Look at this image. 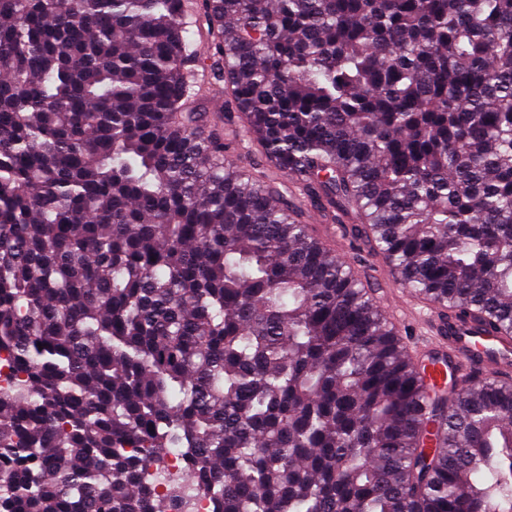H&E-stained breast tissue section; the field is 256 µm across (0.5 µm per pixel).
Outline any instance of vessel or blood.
Segmentation results:
<instances>
[{
  "mask_svg": "<svg viewBox=\"0 0 512 512\" xmlns=\"http://www.w3.org/2000/svg\"><path fill=\"white\" fill-rule=\"evenodd\" d=\"M388 305L393 324L404 325L409 318L416 323L422 340L418 362L429 366L431 377L440 380L445 373L467 369L495 376L512 374V336L495 333L470 316H441L428 305L403 316L406 303L393 296Z\"/></svg>",
  "mask_w": 512,
  "mask_h": 512,
  "instance_id": "vessel-or-blood-1",
  "label": "vessel or blood"
}]
</instances>
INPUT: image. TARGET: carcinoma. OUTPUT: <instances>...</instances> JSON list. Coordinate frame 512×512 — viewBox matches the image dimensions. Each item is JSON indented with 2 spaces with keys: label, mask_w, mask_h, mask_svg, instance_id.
<instances>
[{
  "label": "carcinoma",
  "mask_w": 512,
  "mask_h": 512,
  "mask_svg": "<svg viewBox=\"0 0 512 512\" xmlns=\"http://www.w3.org/2000/svg\"><path fill=\"white\" fill-rule=\"evenodd\" d=\"M371 253L512 335V0H0V512H512V380L422 386Z\"/></svg>",
  "instance_id": "1"
}]
</instances>
